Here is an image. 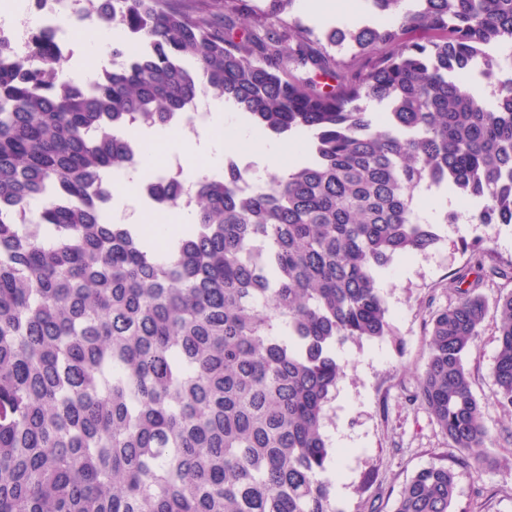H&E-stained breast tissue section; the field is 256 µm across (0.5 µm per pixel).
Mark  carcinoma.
I'll return each mask as SVG.
<instances>
[{"mask_svg": "<svg viewBox=\"0 0 512 512\" xmlns=\"http://www.w3.org/2000/svg\"><path fill=\"white\" fill-rule=\"evenodd\" d=\"M109 2L92 14L140 51L86 83L59 79L53 34L22 56L0 37V512H343L324 432L336 347L393 335L378 277L438 241L418 190L449 186L482 202L472 223L512 225V77L489 52L512 45V0H367L380 23L316 40L283 18L295 0H268L239 43L245 0L195 16ZM477 67L490 104L463 82ZM201 96L274 136L309 132L310 159L255 191L233 159L198 177L195 230L160 258L106 219L107 174L144 154L133 123H180ZM180 177L147 179V205L181 207ZM484 257L431 315L413 397L461 451L491 442L464 362L487 311L476 290L512 279V260ZM497 306L494 397L511 413L512 292ZM455 494L454 465L434 463L392 512H452Z\"/></svg>", "mask_w": 512, "mask_h": 512, "instance_id": "1", "label": "carcinoma"}]
</instances>
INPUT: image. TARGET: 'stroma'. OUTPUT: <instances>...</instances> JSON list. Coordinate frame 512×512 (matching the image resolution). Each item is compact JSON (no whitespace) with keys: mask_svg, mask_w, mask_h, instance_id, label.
Instances as JSON below:
<instances>
[{"mask_svg":"<svg viewBox=\"0 0 512 512\" xmlns=\"http://www.w3.org/2000/svg\"><path fill=\"white\" fill-rule=\"evenodd\" d=\"M346 2V11L319 15L309 0H296L291 14L314 36L330 23L353 26L368 20L363 0ZM441 195L435 188L418 195L419 213L433 224L437 244L427 252L396 258L379 278L393 336L360 344L347 342L336 349L346 374L329 405L325 433L332 441L345 439L351 449L343 462L345 492L337 498L343 512H367L373 501L381 505L382 512H392L401 489L416 471L436 463L440 455L456 453L431 414L412 400L428 357L429 320L433 311L458 299L448 281L467 262L462 244L483 243L497 260H512V227L500 226L486 233L477 230L470 222L474 202L461 200L453 206L456 223H445V209L438 203ZM510 292L512 281L499 278L481 290L490 308L466 365L473 391L485 406V424L494 443L482 449L483 463L456 466L454 512H470L479 487L491 495L486 512H512V415L493 400L499 321L494 303Z\"/></svg>","mask_w":512,"mask_h":512,"instance_id":"stroma-1","label":"stroma"}]
</instances>
